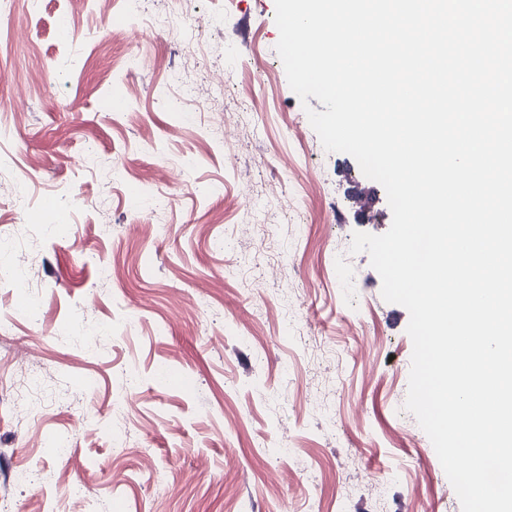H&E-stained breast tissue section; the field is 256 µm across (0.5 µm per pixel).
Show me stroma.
<instances>
[{"label":"stroma","instance_id":"1","mask_svg":"<svg viewBox=\"0 0 512 512\" xmlns=\"http://www.w3.org/2000/svg\"><path fill=\"white\" fill-rule=\"evenodd\" d=\"M147 10L0 9V501L68 512L80 481L84 512H461L404 408L409 313L350 251L390 228L386 192L310 125L275 0ZM172 70L204 90L183 120ZM153 191L167 209L131 208ZM219 228L233 250H212Z\"/></svg>","mask_w":512,"mask_h":512}]
</instances>
